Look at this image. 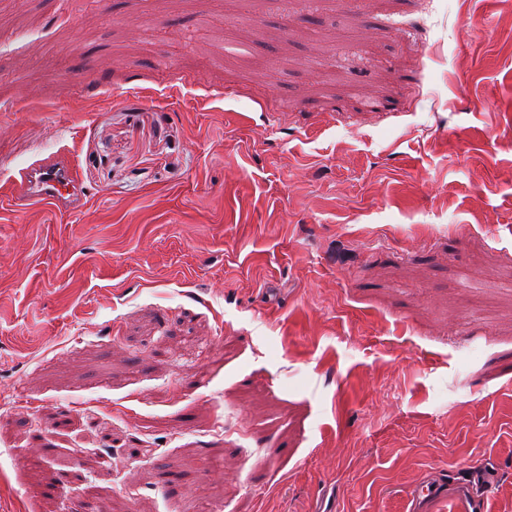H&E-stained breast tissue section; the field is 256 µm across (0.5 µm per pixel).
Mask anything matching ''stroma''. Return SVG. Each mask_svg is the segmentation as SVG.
Returning <instances> with one entry per match:
<instances>
[{
	"label": "stroma",
	"instance_id": "1",
	"mask_svg": "<svg viewBox=\"0 0 512 512\" xmlns=\"http://www.w3.org/2000/svg\"><path fill=\"white\" fill-rule=\"evenodd\" d=\"M49 160L82 197L15 205ZM486 480L512 512V0H0V512Z\"/></svg>",
	"mask_w": 512,
	"mask_h": 512
}]
</instances>
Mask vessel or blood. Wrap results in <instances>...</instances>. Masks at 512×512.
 <instances>
[{
    "label": "vessel or blood",
    "mask_w": 512,
    "mask_h": 512,
    "mask_svg": "<svg viewBox=\"0 0 512 512\" xmlns=\"http://www.w3.org/2000/svg\"><path fill=\"white\" fill-rule=\"evenodd\" d=\"M17 184L19 200L60 209L81 192L74 168L61 161H43L20 169Z\"/></svg>",
    "instance_id": "1"
}]
</instances>
